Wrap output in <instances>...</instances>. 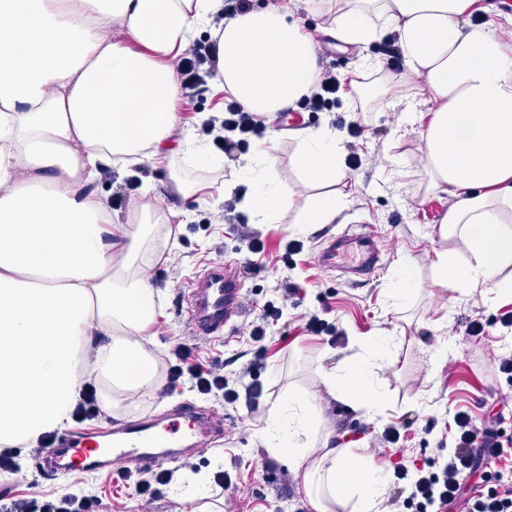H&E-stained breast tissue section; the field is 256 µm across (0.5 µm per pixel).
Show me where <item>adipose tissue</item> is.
<instances>
[{
	"instance_id": "ef3b65f1",
	"label": "adipose tissue",
	"mask_w": 512,
	"mask_h": 512,
	"mask_svg": "<svg viewBox=\"0 0 512 512\" xmlns=\"http://www.w3.org/2000/svg\"><path fill=\"white\" fill-rule=\"evenodd\" d=\"M311 0H269L212 28L224 0H0V451L31 448L72 422L86 372L101 406L153 384L144 348L155 291L133 275L142 236L127 224H166L144 185L120 219L95 184L104 167L146 161L207 166L212 157L179 134L177 63L210 29L216 81L246 109L281 112L308 94L321 72L298 14ZM329 27L359 49L396 36L406 71L432 105L419 130L432 190L453 203L441 238L464 254L437 252L442 278L460 292H512V44L501 22L471 21L478 0H335ZM296 174L324 192L303 210L327 224L343 205L329 185L347 176L345 151L329 128L299 131ZM252 184L242 202L276 223L292 196L262 151L241 168ZM328 392L356 410L382 414L370 361L323 371ZM314 400L274 404L262 436L269 451L303 474L315 512L347 488L352 512H384L389 476L353 448L319 435Z\"/></svg>"
}]
</instances>
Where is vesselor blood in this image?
Returning a JSON list of instances; mask_svg holds the SVG:
<instances>
[{
	"mask_svg": "<svg viewBox=\"0 0 512 512\" xmlns=\"http://www.w3.org/2000/svg\"><path fill=\"white\" fill-rule=\"evenodd\" d=\"M383 244L370 231L329 235L317 259L321 266L356 279L374 271ZM245 277L230 265L216 263L189 282L183 297L193 331L209 336L233 330L244 314ZM112 446L102 450L98 434L75 433L54 438L44 450V470L51 475L79 470L86 473L114 470L154 471L172 466L183 451L224 442V418L193 402L171 406L161 414L116 424L110 429Z\"/></svg>",
	"mask_w": 512,
	"mask_h": 512,
	"instance_id": "vessel-or-blood-1",
	"label": "vessel or blood"
}]
</instances>
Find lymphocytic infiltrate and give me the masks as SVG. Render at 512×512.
Masks as SVG:
<instances>
[{"mask_svg":"<svg viewBox=\"0 0 512 512\" xmlns=\"http://www.w3.org/2000/svg\"><path fill=\"white\" fill-rule=\"evenodd\" d=\"M216 70V46L209 40L193 43L178 63L182 86L196 94L209 90ZM266 129V117L246 111L229 96L224 99L222 112L202 126L205 135L218 141L219 152L230 159L246 152ZM290 295V289H282L278 298L265 302L260 316L250 321L248 335L255 349L237 383L225 379L223 368L194 363L192 349L180 345L162 355L158 363L165 388L173 390L187 383L200 396H219L227 404L256 412L264 392L260 374L266 366L263 342L267 326L281 318ZM504 420L500 411L488 413L479 423L468 411H456L453 446L444 463L429 459L415 468L395 463L393 476L405 494L403 505L407 512H432L437 503L454 508L455 512H512V435L504 431ZM495 460L504 461V469H490V462ZM470 477L476 478L477 483L467 495L463 482ZM97 504L91 496L48 491L31 499L11 500L0 512H95Z\"/></svg>","mask_w":512,"mask_h":512,"instance_id":"f902f5d3","label":"lymphocytic infiltrate"}]
</instances>
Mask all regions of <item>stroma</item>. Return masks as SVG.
<instances>
[{"instance_id":"35a3bbf8","label":"stroma","mask_w":512,"mask_h":512,"mask_svg":"<svg viewBox=\"0 0 512 512\" xmlns=\"http://www.w3.org/2000/svg\"><path fill=\"white\" fill-rule=\"evenodd\" d=\"M299 17L318 46L323 67L344 75L348 84L334 115L323 114L316 120L302 116L288 125L269 116L266 133L258 142L275 158L278 177L291 183L294 196L279 223L261 225L252 214L244 216L247 224L259 226L265 236V249L257 257L263 270L248 280L245 316L250 319L258 314L284 280L295 282L298 292L289 298L282 319L272 326L266 341L268 361L261 373L265 393L258 412L251 414L245 408L214 401L213 409L223 413L229 425L227 440L222 447L194 455L193 468L180 472L184 480L209 477L219 465L236 461L232 490L206 489L210 502L223 512H314L301 476L292 473L287 460L271 454L261 437L270 407L289 395L305 394L316 401L330 447L362 449L387 470L400 460L419 465L431 457H446L452 444L453 415L459 408H468L479 419L493 399L512 401V385L496 379L492 363L494 355L512 348V332L494 323L488 335L480 338L466 331L471 317L479 314L493 322L512 310V300L482 287L463 294L437 283L436 254L449 246L438 229L452 200L430 191L422 162L425 144L418 130L421 115L429 110L425 94L418 84L401 85L403 65L366 72V59H383V42L364 49L346 48L330 37L327 16L304 10ZM365 74L373 77V92L367 97L353 81L354 76ZM396 92L412 98V112L392 107ZM333 121L366 125L357 142L361 163L335 186L345 202L335 221L301 224L297 218L314 190L295 177L292 159L298 142L290 132L316 130ZM173 172L165 162L150 169L154 207L179 206L190 213L178 236L165 238L163 261L140 268L159 292L156 318L147 329L153 337L151 351L157 356L180 344L196 345V357L208 365L223 364L225 375L231 378L247 363L250 341L246 328L197 339L188 324L181 291L212 264L240 263L238 227L225 219L223 206L184 201L167 191ZM364 227L376 232L386 245L380 268L358 282L323 271L316 260L323 237ZM291 239L303 242L302 253H286L284 243ZM217 241L222 242V251L214 250ZM321 309L340 329L339 337L302 335L298 316ZM375 336L389 339L386 356L374 370L375 388L385 395L386 405L381 415L370 417L336 400L323 385L321 373L357 363L364 354L363 341ZM146 392L147 400L139 403L122 398L116 409L86 422V429L96 432L195 398L185 387L168 392L150 386ZM395 423L404 432L400 447L379 449V430ZM17 461L23 478L0 480V493L16 499L71 489L97 496L99 512H191L193 508L192 503L181 501L172 484L149 498L140 495L134 485L118 481L112 472L48 476L31 448L18 449Z\"/></svg>"}]
</instances>
